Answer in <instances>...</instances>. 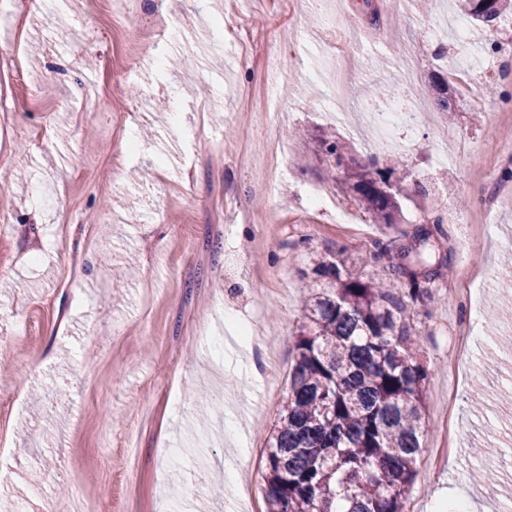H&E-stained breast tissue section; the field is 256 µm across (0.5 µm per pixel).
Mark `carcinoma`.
Here are the masks:
<instances>
[{"instance_id": "1", "label": "carcinoma", "mask_w": 512, "mask_h": 512, "mask_svg": "<svg viewBox=\"0 0 512 512\" xmlns=\"http://www.w3.org/2000/svg\"><path fill=\"white\" fill-rule=\"evenodd\" d=\"M457 2L487 30L512 18V0ZM435 78V110L456 111L448 73ZM319 146L333 161L326 179L373 223L395 227L408 162H347V145L331 134L319 136ZM431 236L432 229L416 227L395 256L377 239L351 265L345 246L313 259L312 272L324 283L304 300L288 392L265 439L266 512H407L429 378L410 320L450 269L446 256L422 258Z\"/></svg>"}]
</instances>
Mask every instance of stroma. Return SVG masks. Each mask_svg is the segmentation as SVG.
<instances>
[{"label": "stroma", "instance_id": "1", "mask_svg": "<svg viewBox=\"0 0 512 512\" xmlns=\"http://www.w3.org/2000/svg\"><path fill=\"white\" fill-rule=\"evenodd\" d=\"M456 0H402L378 36L355 0H0V512H227L265 500L264 440L288 389L302 305L317 277L312 257L336 244L356 261L376 239L400 248L415 227L442 217L429 248L453 267L486 275L466 358L458 356L466 295L446 277L418 322L429 369L424 448L409 512H512V477L498 490L474 480L512 450V199L502 200L482 247L456 215L475 211L487 173L512 167V22L494 31L449 28ZM163 5L187 19L136 40L139 12ZM248 26L282 58L278 136L292 151L279 166L259 149L265 119L253 93L264 54L241 62L235 30ZM501 42L492 68L477 61ZM467 58L485 94L480 107L396 131L395 151L428 195L408 189L394 229L372 223L353 198L336 206L346 229L320 220L304 189L325 182L314 135L328 128L351 153L376 137L367 115L426 111L403 70L421 76L436 49ZM352 92L333 100L330 67ZM389 97H381L380 89ZM137 137L139 152L122 145ZM264 235L252 253L244 239ZM271 339L275 371H250L257 355L227 325ZM492 385L480 405L479 376ZM209 424L197 409L207 392ZM457 448L437 459L444 417ZM243 433L224 436L227 421Z\"/></svg>", "mask_w": 512, "mask_h": 512}]
</instances>
